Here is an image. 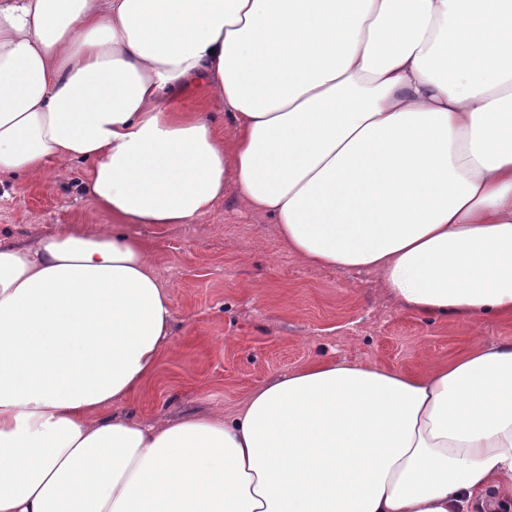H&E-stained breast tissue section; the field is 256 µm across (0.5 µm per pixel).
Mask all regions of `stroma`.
I'll return each mask as SVG.
<instances>
[{
  "label": "stroma",
  "mask_w": 512,
  "mask_h": 512,
  "mask_svg": "<svg viewBox=\"0 0 512 512\" xmlns=\"http://www.w3.org/2000/svg\"><path fill=\"white\" fill-rule=\"evenodd\" d=\"M86 165L13 180L0 197V236L27 239L71 224L108 223L77 183ZM136 234L175 308L157 374L118 413L144 423L185 412L233 413L269 379L317 359L420 370L476 343L512 337V323L426 319L373 288L366 271L304 265L270 217L234 191L193 224L141 225Z\"/></svg>",
  "instance_id": "obj_1"
}]
</instances>
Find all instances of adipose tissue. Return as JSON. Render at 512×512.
Listing matches in <instances>:
<instances>
[{
  "label": "adipose tissue",
  "mask_w": 512,
  "mask_h": 512,
  "mask_svg": "<svg viewBox=\"0 0 512 512\" xmlns=\"http://www.w3.org/2000/svg\"><path fill=\"white\" fill-rule=\"evenodd\" d=\"M52 161L110 222L0 239V512H512V340L113 411L173 323L132 226L230 188L304 264L512 321V0H0V187Z\"/></svg>",
  "instance_id": "adipose-tissue-1"
}]
</instances>
